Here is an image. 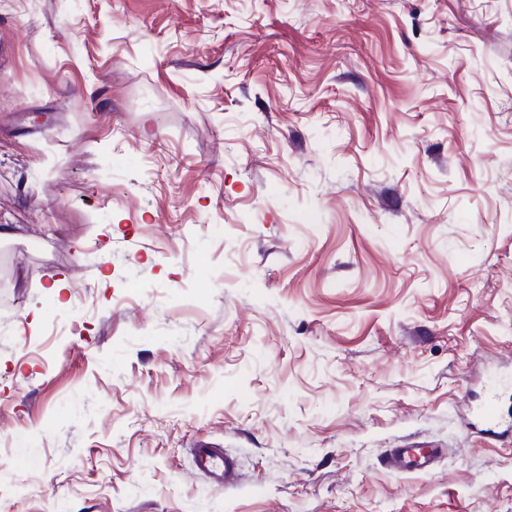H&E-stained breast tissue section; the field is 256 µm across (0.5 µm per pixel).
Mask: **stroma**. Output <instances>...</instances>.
I'll return each mask as SVG.
<instances>
[{
    "label": "stroma",
    "instance_id": "35a3bbf8",
    "mask_svg": "<svg viewBox=\"0 0 512 512\" xmlns=\"http://www.w3.org/2000/svg\"><path fill=\"white\" fill-rule=\"evenodd\" d=\"M2 224L0 512H512V0H0ZM194 464L198 471L218 485L231 486L236 482L238 461L219 448H194ZM442 454V448H391L384 464L398 473L429 474Z\"/></svg>",
    "mask_w": 512,
    "mask_h": 512
}]
</instances>
